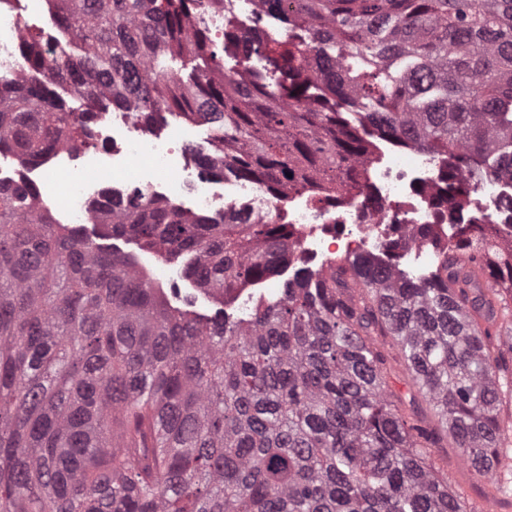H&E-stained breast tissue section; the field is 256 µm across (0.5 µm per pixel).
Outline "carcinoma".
Wrapping results in <instances>:
<instances>
[{"mask_svg":"<svg viewBox=\"0 0 512 512\" xmlns=\"http://www.w3.org/2000/svg\"><path fill=\"white\" fill-rule=\"evenodd\" d=\"M51 2L60 36L29 29L20 49L39 78L0 81V153L25 165L92 142L112 106L146 127L171 109L210 124L203 171L274 195L352 192L369 136L438 158L452 204L486 177L512 181V0H259L288 33L277 90L225 75L218 55L276 39L258 27L217 48L206 27L188 32L202 0ZM167 55L202 64L184 80L159 70ZM300 78L368 106L362 129ZM91 210L101 239L190 256L185 276L221 304L297 260L273 216L138 189ZM481 223L438 247L426 279L346 254L245 320L205 318L55 223L36 188L0 182V512H475L435 471L448 438L512 497V223Z\"/></svg>","mask_w":512,"mask_h":512,"instance_id":"obj_1","label":"carcinoma"}]
</instances>
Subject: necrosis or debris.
I'll return each mask as SVG.
<instances>
[{"mask_svg": "<svg viewBox=\"0 0 512 512\" xmlns=\"http://www.w3.org/2000/svg\"><path fill=\"white\" fill-rule=\"evenodd\" d=\"M11 3L12 0H0V78L25 79L29 73L14 53L24 32ZM135 125L131 113H111L104 125L111 137L108 147H60L50 154L48 161L54 167L79 174L69 190L70 223H89L88 203L101 195L98 183L86 178V171L130 166L147 149L162 164L173 154L174 143L170 140L146 143L129 135L115 140L116 131H129ZM363 169L357 194L340 193L317 202L303 190L276 196L258 183L250 194L247 209L287 215L288 229L303 262L340 249L353 253L382 252L398 232L424 225L444 237L451 225L463 223L462 211L444 212L435 205L441 189L440 170L431 156L416 149L400 152L378 146Z\"/></svg>", "mask_w": 512, "mask_h": 512, "instance_id": "necrosis-or-debris-1", "label": "necrosis or debris"}]
</instances>
